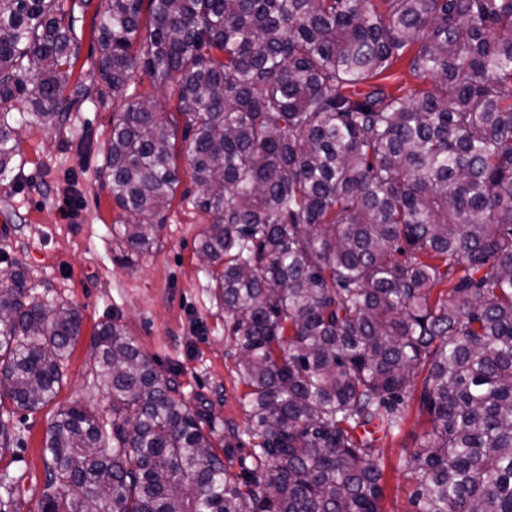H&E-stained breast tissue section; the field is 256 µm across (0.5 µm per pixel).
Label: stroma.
<instances>
[{
	"label": "stroma",
	"mask_w": 512,
	"mask_h": 512,
	"mask_svg": "<svg viewBox=\"0 0 512 512\" xmlns=\"http://www.w3.org/2000/svg\"><path fill=\"white\" fill-rule=\"evenodd\" d=\"M62 4L79 36L73 79L83 93L60 125L23 121L29 103L18 98L10 104L19 117V157L11 180L0 182V271H23L36 295L71 303L82 316V330L53 405L13 419L20 438L0 460V471L16 479L13 512H37L45 485L43 435L57 407L78 403L104 417L112 414L108 394L90 374V340L102 322L123 323L205 420L220 429L233 425L243 436L251 427L241 406L244 387L236 375L229 321L211 298L209 269L195 252L210 218L194 204L198 187L187 160L176 157L181 182L161 214L157 247L125 262L113 234L121 211L103 171L112 127L125 109L98 70V23L106 0ZM68 202L78 211L76 219L62 214ZM422 429L417 415H410L403 432L383 443L386 512H409L398 459Z\"/></svg>",
	"instance_id": "35a3bbf8"
}]
</instances>
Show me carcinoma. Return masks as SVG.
Instances as JSON below:
<instances>
[{
  "mask_svg": "<svg viewBox=\"0 0 512 512\" xmlns=\"http://www.w3.org/2000/svg\"><path fill=\"white\" fill-rule=\"evenodd\" d=\"M107 0L101 78L141 68L183 130L127 100L105 164L133 261L180 183L211 216L212 268L254 423L212 430L116 320L91 339L112 419L60 407L43 436L40 512H384L380 443L417 408L411 512H512V0ZM77 33L59 0H0V182L18 142L2 111L59 124ZM405 62L416 87L386 81ZM0 288V454L11 417L57 396L78 310ZM16 480L0 474V512ZM67 486L73 497L56 493Z\"/></svg>",
  "mask_w": 512,
  "mask_h": 512,
  "instance_id": "cac0c4a2",
  "label": "carcinoma"
}]
</instances>
